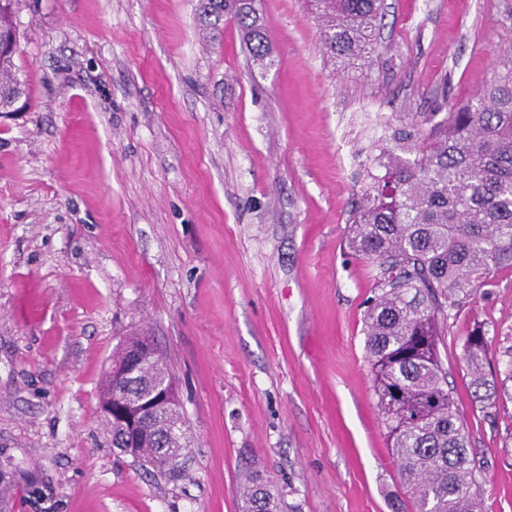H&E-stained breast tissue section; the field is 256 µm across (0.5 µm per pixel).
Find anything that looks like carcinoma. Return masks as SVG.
<instances>
[{
    "instance_id": "1",
    "label": "carcinoma",
    "mask_w": 512,
    "mask_h": 512,
    "mask_svg": "<svg viewBox=\"0 0 512 512\" xmlns=\"http://www.w3.org/2000/svg\"><path fill=\"white\" fill-rule=\"evenodd\" d=\"M256 0H203L216 27L237 21L253 63L273 64ZM327 55L347 67L378 54L383 0H308ZM15 0H0V28L16 29ZM15 50H0V98L26 95L14 67ZM483 90L442 119L421 113L397 128L403 155L383 165L363 193L349 225L347 246L380 269L378 293L365 314V348L374 391L401 483L414 512H479L477 468L448 388L439 345L452 310L493 269L512 267V46ZM486 333L467 338L464 361L483 407L494 405L498 382L512 381V352L503 378L488 380L482 361ZM154 446L138 458L156 475L178 468L186 432L172 418L155 420ZM239 512H282L271 486L254 481Z\"/></svg>"
}]
</instances>
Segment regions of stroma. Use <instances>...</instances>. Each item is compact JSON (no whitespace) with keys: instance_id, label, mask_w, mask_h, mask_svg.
Wrapping results in <instances>:
<instances>
[{"instance_id":"1","label":"stroma","mask_w":512,"mask_h":512,"mask_svg":"<svg viewBox=\"0 0 512 512\" xmlns=\"http://www.w3.org/2000/svg\"><path fill=\"white\" fill-rule=\"evenodd\" d=\"M274 63L198 0H18L28 104L0 113V512H239L247 474L284 512H412L365 350L377 265L347 245L393 130L447 112L512 45V0H384L373 61L342 69L305 0H257ZM512 267L440 347L482 512H512ZM176 377L179 475L119 463L98 387L126 336ZM488 349L486 333L481 328H476L467 338L464 348V361L469 368L473 385L475 386V397L484 408H491L494 405L493 397L496 396L498 381L488 380L482 371V361ZM484 389V394L479 392Z\"/></svg>"}]
</instances>
